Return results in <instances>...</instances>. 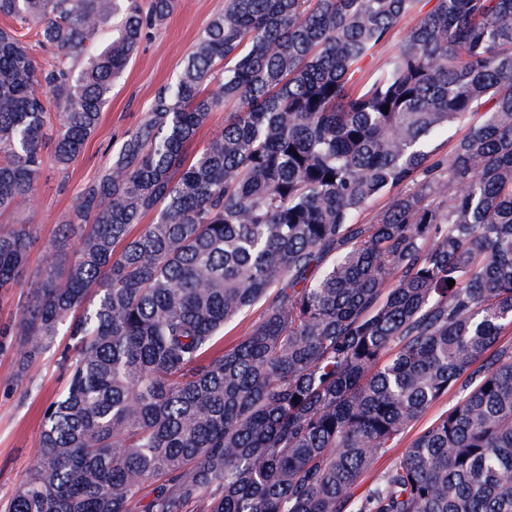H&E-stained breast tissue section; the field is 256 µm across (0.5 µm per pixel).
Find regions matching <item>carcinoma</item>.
<instances>
[{
	"label": "carcinoma",
	"mask_w": 512,
	"mask_h": 512,
	"mask_svg": "<svg viewBox=\"0 0 512 512\" xmlns=\"http://www.w3.org/2000/svg\"><path fill=\"white\" fill-rule=\"evenodd\" d=\"M174 3L0 0L1 211L34 196L48 142L69 169ZM417 3L224 0L0 328L19 380L69 339L4 512H512V0H437L357 84ZM37 230L0 224L1 294L26 283ZM436 3L437 0H421L417 12L407 16L399 23L390 45L376 49L372 56L367 57L362 62L361 71L355 75V78H359V84L368 81V79L385 64L387 58L400 43L403 33L423 14L432 10L436 6ZM227 113L229 112H225L224 107L213 112L209 124L200 130L196 141L192 146L193 152L201 149L209 138L224 129V120L228 116ZM476 119L477 116H472L460 123H456L448 127L447 131L442 132L433 139L431 147L437 148L438 152L441 154L448 153V150L452 146L453 142L461 135H463L469 124ZM263 312V307L257 305L237 321L224 329V345L228 346L236 342L243 336H246L252 329V325L259 321ZM447 408L448 397H445L436 405L431 407L421 418H419V420L403 434L394 448H387L385 451L377 454L374 457V461L370 469L364 477L363 483L357 489V493H361L365 488L377 482L390 469L395 460L404 453L406 448H409L418 431L429 424L442 410Z\"/></svg>",
	"instance_id": "obj_1"
}]
</instances>
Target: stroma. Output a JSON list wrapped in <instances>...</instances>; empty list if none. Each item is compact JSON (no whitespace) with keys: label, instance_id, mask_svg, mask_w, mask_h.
I'll list each match as a JSON object with an SVG mask.
<instances>
[{"label":"stroma","instance_id":"obj_1","mask_svg":"<svg viewBox=\"0 0 512 512\" xmlns=\"http://www.w3.org/2000/svg\"><path fill=\"white\" fill-rule=\"evenodd\" d=\"M223 11L224 0H178L172 14L143 37L115 82L97 129L69 171L61 172L52 156H45L37 195L0 212L2 224L29 219L37 224V238L28 258L30 268L42 266L80 188L108 167L127 133L147 119L156 92L176 78L198 38ZM14 371L12 350L0 348V504L9 500L40 457L42 413L66 384L56 351L35 364L24 380H17ZM447 407V400H440L395 447L377 454L364 477L365 484L377 482L409 448L418 427L429 424Z\"/></svg>","mask_w":512,"mask_h":512}]
</instances>
